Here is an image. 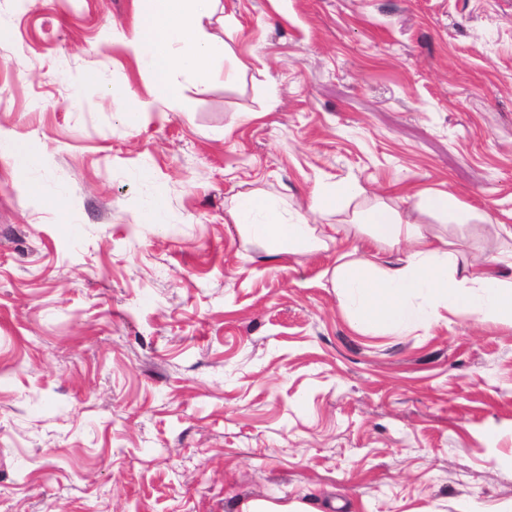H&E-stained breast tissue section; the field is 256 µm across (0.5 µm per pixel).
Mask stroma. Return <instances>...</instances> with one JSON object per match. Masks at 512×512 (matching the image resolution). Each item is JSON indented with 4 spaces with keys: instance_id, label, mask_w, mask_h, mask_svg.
<instances>
[{
    "instance_id": "1",
    "label": "stroma",
    "mask_w": 512,
    "mask_h": 512,
    "mask_svg": "<svg viewBox=\"0 0 512 512\" xmlns=\"http://www.w3.org/2000/svg\"><path fill=\"white\" fill-rule=\"evenodd\" d=\"M221 3L241 68L172 110L133 0H0V138L42 158L0 156V512H512V328L358 329L335 246L270 258L227 215L354 185L326 223L412 187L512 224V0ZM1 156H6L15 167H30L38 162V158L20 141H0ZM238 507V512H323L306 500L252 498L240 501Z\"/></svg>"
}]
</instances>
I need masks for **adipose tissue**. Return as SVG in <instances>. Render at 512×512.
Segmentation results:
<instances>
[{
	"mask_svg": "<svg viewBox=\"0 0 512 512\" xmlns=\"http://www.w3.org/2000/svg\"><path fill=\"white\" fill-rule=\"evenodd\" d=\"M220 0H136L133 26L123 40L152 71L158 93L169 106L182 100L179 76L207 83L230 49L210 31ZM349 187L316 186L306 206L273 200L263 191H239L228 210L231 223L266 246L272 256L310 254L339 243L330 281L338 288L365 331L430 326L439 310L467 311L484 321L512 327V277L500 274L507 255L471 262L448 238L430 233L418 219L402 216L398 205L379 201L355 212L350 225L328 224L324 217L337 200L354 196ZM420 215L448 224L473 219L490 236L512 241V225L446 191L422 190L416 195ZM368 228L370 244L345 239L347 227Z\"/></svg>",
	"mask_w": 512,
	"mask_h": 512,
	"instance_id": "adipose-tissue-1",
	"label": "adipose tissue"
}]
</instances>
